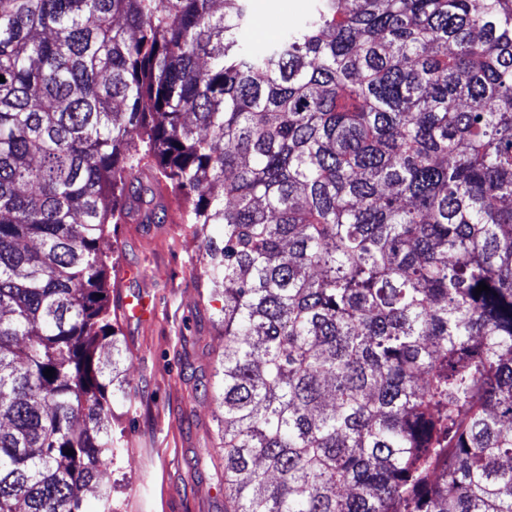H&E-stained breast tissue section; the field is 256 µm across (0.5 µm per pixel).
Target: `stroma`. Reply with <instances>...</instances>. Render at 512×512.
<instances>
[{
  "mask_svg": "<svg viewBox=\"0 0 512 512\" xmlns=\"http://www.w3.org/2000/svg\"><path fill=\"white\" fill-rule=\"evenodd\" d=\"M312 0H250L247 43L261 48L299 23ZM118 262L110 275L135 268L125 292L147 296L151 320L118 316L126 397L116 400L113 428L121 455L103 475L118 512H224V462L216 446V371L224 351L219 302L202 297L198 241L188 225L165 217L110 227Z\"/></svg>",
  "mask_w": 512,
  "mask_h": 512,
  "instance_id": "obj_1",
  "label": "stroma"
}]
</instances>
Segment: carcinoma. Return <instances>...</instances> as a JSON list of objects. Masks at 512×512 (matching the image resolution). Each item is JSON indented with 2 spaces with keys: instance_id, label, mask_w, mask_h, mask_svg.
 I'll return each instance as SVG.
<instances>
[{
  "instance_id": "obj_1",
  "label": "carcinoma",
  "mask_w": 512,
  "mask_h": 512,
  "mask_svg": "<svg viewBox=\"0 0 512 512\" xmlns=\"http://www.w3.org/2000/svg\"><path fill=\"white\" fill-rule=\"evenodd\" d=\"M249 2L0 0V512L117 460L102 242L169 196L224 512H512V0H313L258 51Z\"/></svg>"
}]
</instances>
